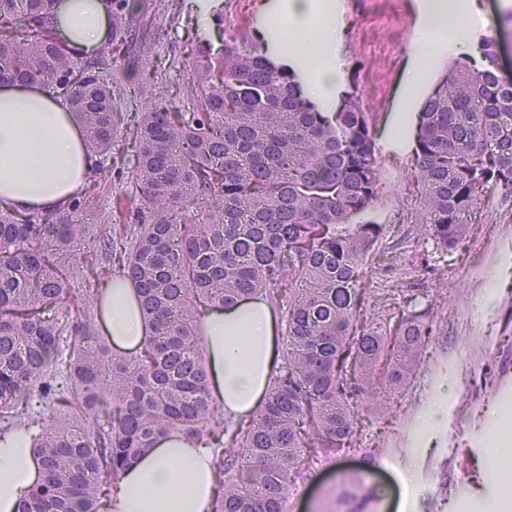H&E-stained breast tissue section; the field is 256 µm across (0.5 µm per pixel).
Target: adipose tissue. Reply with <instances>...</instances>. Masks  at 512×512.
<instances>
[{"instance_id": "obj_1", "label": "adipose tissue", "mask_w": 512, "mask_h": 512, "mask_svg": "<svg viewBox=\"0 0 512 512\" xmlns=\"http://www.w3.org/2000/svg\"><path fill=\"white\" fill-rule=\"evenodd\" d=\"M295 27L292 62L309 65L320 47L335 46L339 31L333 13L312 24V0H289ZM476 17L436 0L423 26L438 32L458 52L471 48ZM55 28L75 50L90 54L110 37V0H61ZM96 158L84 146L74 112L38 85L0 83V208L63 210L87 182ZM98 318L115 350L131 353L144 342L148 327L131 281L113 282ZM213 396L229 417L252 415L279 366L275 314L260 298L216 309L202 320ZM213 451L196 448L180 436L155 448L126 469L118 480L109 512H214L218 496ZM39 478L35 455L24 432L0 436V512H17L24 491Z\"/></svg>"}]
</instances>
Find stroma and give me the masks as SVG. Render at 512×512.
Here are the masks:
<instances>
[{
    "mask_svg": "<svg viewBox=\"0 0 512 512\" xmlns=\"http://www.w3.org/2000/svg\"><path fill=\"white\" fill-rule=\"evenodd\" d=\"M341 36V90H356L376 117V151L382 192L369 217L385 227L381 248L387 261L368 270L371 296L394 310H433V336L410 385L383 411L362 417L358 438L380 448L374 464L361 452L344 453L317 466L304 498L283 512H334L336 495L351 476L377 485L384 496L375 512H512V423L502 412L512 404V197L496 190L476 215L470 236L446 251L424 238L423 192L414 177L415 114L448 67L464 60L480 64L478 49L461 56L439 34L423 36L430 0H335ZM459 8L495 22L494 33L476 28V46L498 41L501 63L512 75V27L499 25L512 0H459ZM275 27L288 36L295 21L288 0H169L152 27L155 96L186 106L187 64L199 39L214 49L225 41L251 38ZM431 60L420 87L411 76L422 46ZM127 141L117 143L111 169L97 178L100 203L127 192L132 168L123 157ZM448 391L442 423L422 430L430 402Z\"/></svg>",
    "mask_w": 512,
    "mask_h": 512,
    "instance_id": "stroma-1",
    "label": "stroma"
}]
</instances>
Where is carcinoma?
I'll return each instance as SVG.
<instances>
[{"label": "carcinoma", "instance_id": "1", "mask_svg": "<svg viewBox=\"0 0 512 512\" xmlns=\"http://www.w3.org/2000/svg\"><path fill=\"white\" fill-rule=\"evenodd\" d=\"M57 0H0V79L40 83L79 117L94 174L132 135L134 195L93 224L95 187L59 213L0 209V431L32 436L42 478L19 512H105L126 468L177 433L214 450L215 512H283L288 487L344 451L357 421L411 382L432 310L363 312L368 264L385 228L360 217L377 201L373 114L357 96L328 112L265 34L198 49L196 108L149 100L150 52L131 32L164 0H122L96 54L53 31ZM415 173L422 232L446 249L495 189L512 195V79L489 39L480 67L448 69L418 115ZM131 280L149 327L135 355L95 322L113 267ZM265 297L285 322L282 365L248 422L213 399L201 320L211 308ZM382 492L356 477L336 502L372 512Z\"/></svg>", "mask_w": 512, "mask_h": 512}]
</instances>
